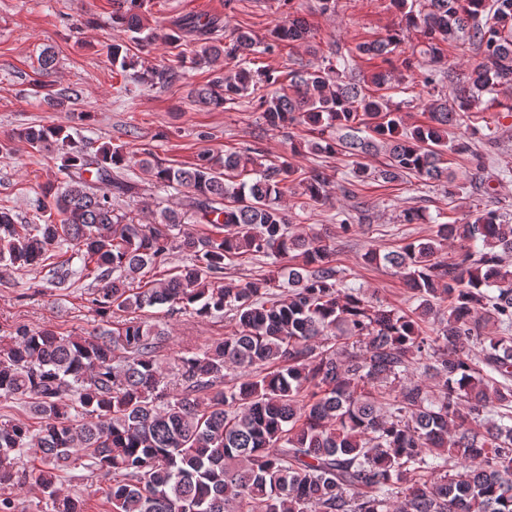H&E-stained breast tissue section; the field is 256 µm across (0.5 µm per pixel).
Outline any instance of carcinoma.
Returning a JSON list of instances; mask_svg holds the SVG:
<instances>
[{
  "label": "carcinoma",
  "instance_id": "cac0c4a2",
  "mask_svg": "<svg viewBox=\"0 0 512 512\" xmlns=\"http://www.w3.org/2000/svg\"><path fill=\"white\" fill-rule=\"evenodd\" d=\"M148 0H112V26L143 46L194 44L178 65L146 67L140 82L173 84L185 68H224L194 100L214 110L257 103L275 128L307 125L308 149L356 158L382 153L383 168L357 162L336 183L284 157L261 151L200 152L191 167L147 151L136 160L151 180L183 190L191 213L165 209L143 222L114 202L135 194L123 147L88 151L77 129L31 125L0 138V154L24 143L61 156L62 181L41 186L37 224H19L0 207V272L47 267L51 284L75 269L98 283L92 302L110 321L89 337L18 325L0 336V397L29 400L38 428L0 421V487L26 475L16 459L31 450L32 475L53 512H84L80 498L56 486L57 471L79 453L112 478V512H512V224L496 210L435 225L425 239L362 255L399 278L408 311L372 300L345 281L335 250L321 235L292 229L284 205L293 189L301 207L335 192L356 198L355 184L394 183L406 175L458 189L444 154L474 169L488 153L465 135L473 106L490 96L512 112V0H391L397 26L358 44V54L387 64L370 75L341 51L321 63L299 62L275 76L250 67L254 37L226 29L217 16L189 14L170 28L144 24ZM434 68L414 70L390 55L410 31ZM262 53L304 45L307 20L290 15L270 32ZM479 60L431 100L420 124L391 108V95L443 82L444 46ZM112 70L131 66L120 43L107 45ZM51 103H74L72 88L38 81ZM254 178L247 180L245 176ZM209 224L200 232L188 223ZM449 246L454 259H443ZM180 250L191 264L144 286V270ZM273 258L262 278L223 280L225 261ZM285 292L275 293L273 289ZM234 313L224 340L178 363L166 380L157 350L168 331L137 316L147 308Z\"/></svg>",
  "mask_w": 512,
  "mask_h": 512
}]
</instances>
